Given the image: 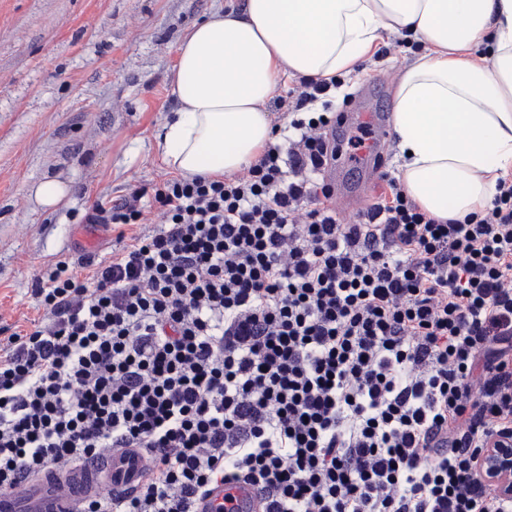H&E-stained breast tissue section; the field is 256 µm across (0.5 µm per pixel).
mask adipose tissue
<instances>
[{
	"instance_id": "1",
	"label": "adipose tissue",
	"mask_w": 512,
	"mask_h": 512,
	"mask_svg": "<svg viewBox=\"0 0 512 512\" xmlns=\"http://www.w3.org/2000/svg\"><path fill=\"white\" fill-rule=\"evenodd\" d=\"M388 36L422 46L391 116L406 193L443 221L483 211L512 174V0H243L214 12L177 49L163 163L236 174L271 141L281 84L353 73Z\"/></svg>"
}]
</instances>
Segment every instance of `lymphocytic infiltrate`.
<instances>
[{
	"label": "lymphocytic infiltrate",
	"instance_id": "1",
	"mask_svg": "<svg viewBox=\"0 0 512 512\" xmlns=\"http://www.w3.org/2000/svg\"><path fill=\"white\" fill-rule=\"evenodd\" d=\"M339 79L273 100L287 133L234 177L102 192L87 251L0 311V492L50 471L145 466L80 512H192L239 480L257 512H512L474 457L512 431V178L440 222L387 178L341 222Z\"/></svg>",
	"mask_w": 512,
	"mask_h": 512
}]
</instances>
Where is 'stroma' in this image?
Segmentation results:
<instances>
[{
	"mask_svg": "<svg viewBox=\"0 0 512 512\" xmlns=\"http://www.w3.org/2000/svg\"><path fill=\"white\" fill-rule=\"evenodd\" d=\"M241 0H0V308L35 316L33 278L82 250L107 258L112 233L82 223L100 188L121 195L166 171L156 136L175 108L176 47ZM413 42L346 75L344 92L390 112ZM55 179L56 207L35 196ZM68 188L61 182L53 179H46L39 183L35 189L37 199L44 205L52 207L62 201L67 195Z\"/></svg>",
	"mask_w": 512,
	"mask_h": 512,
	"instance_id": "1",
	"label": "stroma"
}]
</instances>
